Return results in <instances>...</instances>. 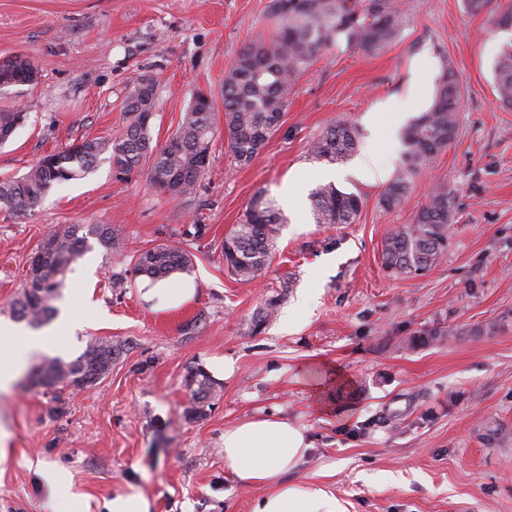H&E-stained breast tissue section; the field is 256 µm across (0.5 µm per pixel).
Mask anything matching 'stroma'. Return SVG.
Here are the masks:
<instances>
[{
    "label": "stroma",
    "instance_id": "stroma-1",
    "mask_svg": "<svg viewBox=\"0 0 512 512\" xmlns=\"http://www.w3.org/2000/svg\"><path fill=\"white\" fill-rule=\"evenodd\" d=\"M270 0H0V60L27 56L36 86L0 95V110L26 113L0 146V180L23 175L73 142L118 134L132 77L158 91L152 136L164 143L196 92L214 101L211 161L189 198L154 190L145 173L116 176L108 162L52 189L21 217L0 213V319L23 287L37 245L69 224H112L124 238L93 245L67 274L58 309L76 332L50 323L53 356L70 360L89 339L121 352L110 374L81 390L48 389L38 361L0 395L11 433L0 463V512H52L30 462L72 477L69 512H107L129 486L151 512H252L263 490L224 470V430L258 411L305 427L312 447L288 481L322 473L348 512H512V447L491 448L480 423L512 427V109L494 89L501 46L512 30L461 0H408L400 38L385 50L326 49L295 85L276 135L246 165L224 135V72L250 40L271 38ZM451 64L463 82L458 140L417 175L401 205H379L383 183L340 164L336 186L362 199L352 224L315 223L310 194L325 165L309 144L328 125L355 124L360 150L388 174L391 152L382 110L414 92L425 111L435 79ZM456 209L447 253L422 276L393 278L382 244L411 223L435 182ZM288 218L264 277L243 283L224 266L222 244L257 192ZM180 242L192 258L194 296L174 304L129 276L136 250ZM124 284L116 288L113 276ZM275 315L257 323L268 299ZM495 323L493 333L407 349L435 325ZM231 359L206 417L187 416L195 368Z\"/></svg>",
    "mask_w": 512,
    "mask_h": 512
}]
</instances>
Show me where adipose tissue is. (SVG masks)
Returning <instances> with one entry per match:
<instances>
[{
  "label": "adipose tissue",
  "instance_id": "obj_1",
  "mask_svg": "<svg viewBox=\"0 0 512 512\" xmlns=\"http://www.w3.org/2000/svg\"><path fill=\"white\" fill-rule=\"evenodd\" d=\"M43 335L0 323V392H9L29 355L46 351ZM311 444L304 427L258 415L224 431V469L241 485L264 487L253 512H346L335 495L313 481H285Z\"/></svg>",
  "mask_w": 512,
  "mask_h": 512
}]
</instances>
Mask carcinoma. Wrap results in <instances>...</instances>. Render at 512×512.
I'll list each match as a JSON object with an SVG mask.
<instances>
[{
  "instance_id": "obj_1",
  "label": "carcinoma",
  "mask_w": 512,
  "mask_h": 512,
  "mask_svg": "<svg viewBox=\"0 0 512 512\" xmlns=\"http://www.w3.org/2000/svg\"><path fill=\"white\" fill-rule=\"evenodd\" d=\"M270 12L279 20L276 36L269 42L248 43L229 64L224 74V132L228 148L240 164L259 154L280 129L300 74L323 49H359L373 53L386 49L400 36L406 10L404 0H271ZM31 61L15 56V64L0 69V94L29 78ZM495 91L501 104L512 107V40L501 47L495 70ZM148 82V108L156 109L157 88L151 79L135 76L122 102L124 126L118 135L83 139L43 156L22 176L0 182V211L20 216L33 210L56 185L90 174L106 159L119 175L146 172L149 185L172 198L195 194L198 179L210 163L214 128V102L196 94L178 124L176 149L153 142L150 113L142 110L134 92ZM461 84L458 74L445 65L437 79L430 108L406 130V152L396 175L379 197L386 211L398 208L415 175L452 145L459 135ZM20 112H0V145L8 142L22 123ZM357 132L347 122L329 125L310 145L314 159L328 165L341 164L356 150ZM318 224H352L357 219L361 198L332 183L311 192ZM455 207L448 188L440 184L409 224H399L383 241L382 265L395 275L421 276L434 268L448 251ZM285 219L274 201L260 192L251 201L245 220L224 237V266L237 280L252 283L261 279L270 265L275 243ZM124 236L123 229L110 224H72L51 231L39 243L32 264L39 274L26 279L22 292L12 303L20 321L38 327L55 315L53 302L73 262L91 248L94 239L106 248ZM132 274L164 280L189 269L191 259L176 244H160L138 250L132 256ZM493 323L472 327L435 326L406 341L408 349L445 343L451 336H481L495 332ZM120 345L95 339L74 359L56 357L38 369L39 381L49 387H90L112 369ZM191 392L189 412L206 415L216 383L201 368L188 379ZM483 440L496 448L512 446V427L487 421Z\"/></svg>"
}]
</instances>
